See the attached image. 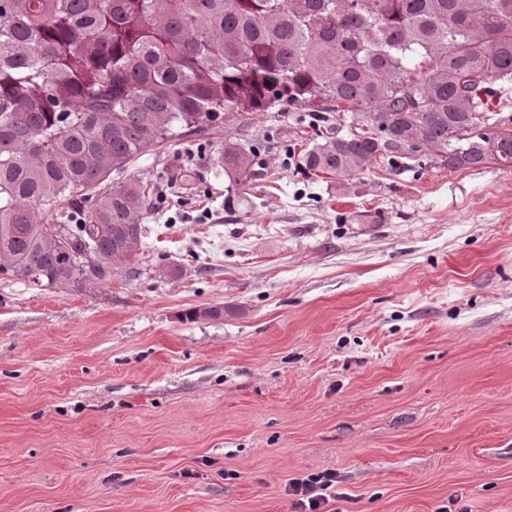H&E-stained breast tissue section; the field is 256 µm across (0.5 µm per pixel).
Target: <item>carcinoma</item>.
I'll list each match as a JSON object with an SVG mask.
<instances>
[{
	"label": "carcinoma",
	"instance_id": "obj_1",
	"mask_svg": "<svg viewBox=\"0 0 512 512\" xmlns=\"http://www.w3.org/2000/svg\"><path fill=\"white\" fill-rule=\"evenodd\" d=\"M283 104L343 116L303 151L318 178L510 170L512 0H0V279L111 281L144 248L149 206L112 173ZM253 158L226 139L218 162L243 187Z\"/></svg>",
	"mask_w": 512,
	"mask_h": 512
}]
</instances>
